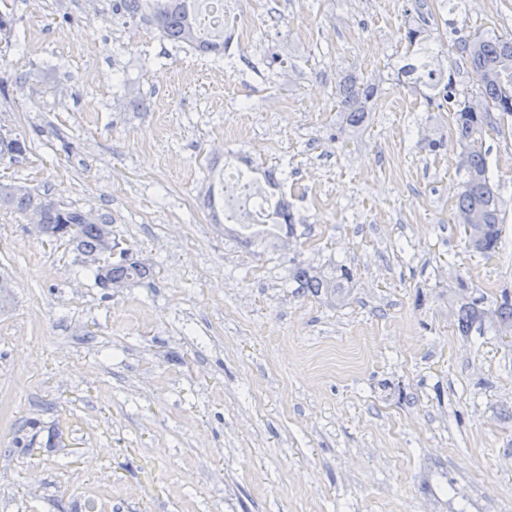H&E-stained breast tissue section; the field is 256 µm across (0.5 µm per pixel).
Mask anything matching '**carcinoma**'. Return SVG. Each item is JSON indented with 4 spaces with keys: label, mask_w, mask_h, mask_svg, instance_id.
<instances>
[{
    "label": "carcinoma",
    "mask_w": 512,
    "mask_h": 512,
    "mask_svg": "<svg viewBox=\"0 0 512 512\" xmlns=\"http://www.w3.org/2000/svg\"><path fill=\"white\" fill-rule=\"evenodd\" d=\"M196 0H112V18L123 24H145L152 27L160 39L180 46L203 49L202 28L197 21ZM412 59L402 66L399 74L406 80L420 82L424 79L440 82L442 68L432 44L433 29L428 22L410 27L406 31ZM456 46L465 55L477 80V90L458 105L454 111V132L461 148L459 162V188L457 193L456 220L463 224L471 216L479 218L465 231L469 247L481 254H491L498 248L504 224V202L498 184L490 173L486 154L482 151L484 134L491 128L512 121V38L503 36H463ZM377 94V87L369 80L349 77L340 84V111L347 124L359 128L370 112V105ZM23 140L14 137L0 139V157L16 160L26 155ZM272 200V230L254 233L259 238L245 245L268 244L286 250L294 234L295 217L288 200L277 191L273 178L267 179ZM0 207L9 208L24 217L39 216V223L46 226L45 235L60 239L70 237L87 256L99 260L103 255L100 225L112 219L85 210L64 205L49 193L15 184L0 185ZM95 284L105 287L107 279L126 287L152 277V270L144 263L125 258L119 263L106 265V276L100 268L92 270ZM288 279L299 288L324 294L340 301L344 289L351 282L350 272L342 267L325 269L313 265L297 264L288 272ZM491 320L497 330L512 327V300L504 296L503 302L490 312L478 311L469 303L458 308V328L469 334L473 326L483 327Z\"/></svg>",
    "instance_id": "1"
}]
</instances>
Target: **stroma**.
Instances as JSON below:
<instances>
[{
    "instance_id": "obj_1",
    "label": "stroma",
    "mask_w": 512,
    "mask_h": 512,
    "mask_svg": "<svg viewBox=\"0 0 512 512\" xmlns=\"http://www.w3.org/2000/svg\"><path fill=\"white\" fill-rule=\"evenodd\" d=\"M236 2L263 27L226 60L114 22L111 0H0L40 42H0L26 78L0 133L28 149L0 184L111 216L113 260L153 267L98 287L72 242L0 208V512H512V341L462 335L456 307L512 293V208L496 252H471L453 111L396 75L422 16L469 97L455 42L512 34V0ZM348 73L378 88L356 131ZM236 123L224 158L280 181L288 250L243 248L201 204ZM483 149L512 201V126ZM298 263L350 269L344 300L292 287Z\"/></svg>"
}]
</instances>
